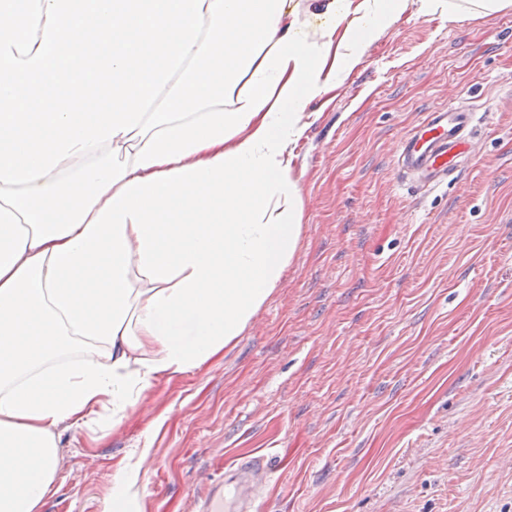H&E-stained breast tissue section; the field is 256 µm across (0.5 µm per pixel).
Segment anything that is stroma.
<instances>
[{"label":"stroma","instance_id":"stroma-1","mask_svg":"<svg viewBox=\"0 0 512 512\" xmlns=\"http://www.w3.org/2000/svg\"><path fill=\"white\" fill-rule=\"evenodd\" d=\"M452 89L482 155L408 191L394 143ZM304 123L286 276L222 356L66 432L40 512H104L147 441L123 512H195L202 475L255 453L282 476L254 512H512V7L403 0ZM150 444L146 443L142 448L135 461L131 458L125 466L119 468L112 475V482L117 489L122 490L125 494H130L137 486L143 465L150 455Z\"/></svg>","mask_w":512,"mask_h":512}]
</instances>
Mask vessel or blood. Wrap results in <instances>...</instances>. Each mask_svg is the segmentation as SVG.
Instances as JSON below:
<instances>
[{"instance_id": "1", "label": "vessel or blood", "mask_w": 512, "mask_h": 512, "mask_svg": "<svg viewBox=\"0 0 512 512\" xmlns=\"http://www.w3.org/2000/svg\"><path fill=\"white\" fill-rule=\"evenodd\" d=\"M475 121V112L456 93L449 94L446 105L427 112L396 142L394 162L400 183L439 190L458 180L464 164L481 151L473 135ZM274 473L265 455L235 461L225 468L223 477L206 481L197 510L250 512L261 483Z\"/></svg>"}]
</instances>
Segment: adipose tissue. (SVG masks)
I'll use <instances>...</instances> for the list:
<instances>
[{
	"label": "adipose tissue",
	"instance_id": "ef3b65f1",
	"mask_svg": "<svg viewBox=\"0 0 512 512\" xmlns=\"http://www.w3.org/2000/svg\"><path fill=\"white\" fill-rule=\"evenodd\" d=\"M400 6L366 0L344 66ZM335 75L294 0H0V512H40L65 431L122 424L253 320Z\"/></svg>",
	"mask_w": 512,
	"mask_h": 512
}]
</instances>
